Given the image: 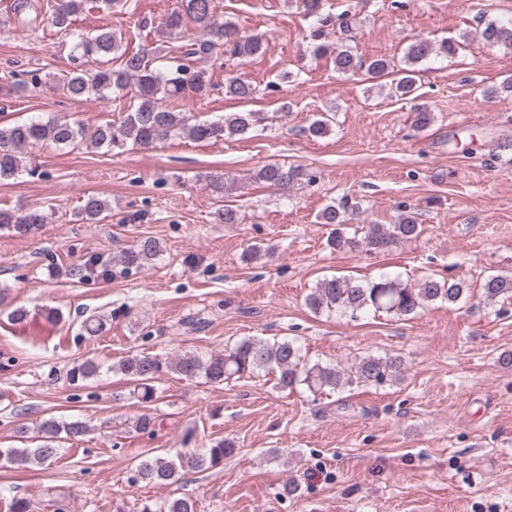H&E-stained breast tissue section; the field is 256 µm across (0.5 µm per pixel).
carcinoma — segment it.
I'll list each match as a JSON object with an SVG mask.
<instances>
[{
  "instance_id": "cac0c4a2",
  "label": "carcinoma",
  "mask_w": 512,
  "mask_h": 512,
  "mask_svg": "<svg viewBox=\"0 0 512 512\" xmlns=\"http://www.w3.org/2000/svg\"><path fill=\"white\" fill-rule=\"evenodd\" d=\"M87 0H54L48 4L47 25L71 37L72 51L82 56H96L103 66L94 71H72L62 75V83L73 99H109L112 95L129 98L118 123L105 122L88 127L66 118L31 119L0 125V180L10 179L20 172L33 176L37 169L23 164L22 154L29 147L51 145L59 149L85 145L95 149L123 150L128 145L147 148L176 137L194 141H218L226 137H245L259 123L267 119L263 112H228L214 121H197L189 112L175 109V103L190 97L203 99L213 90L207 68L219 63L228 72L224 79V95L251 101L259 92L257 86L237 68L244 62L263 55L266 50L265 35L241 33L230 21L220 22L216 16V0H179V6L166 19L163 26L168 38L181 34L184 20L188 19L203 31V36L188 39L172 49L141 48L135 52L122 48V37L106 25L90 33L72 29L75 16L86 9ZM305 10L316 16L310 33V47L317 58L331 60L337 73L353 76L365 73L371 79L390 74L396 78L390 84L391 94L411 97L416 92L419 66L434 56L452 57L460 45L444 39L436 43L428 38L413 40L404 50L400 60L375 57L363 59L346 45L327 40L329 27L338 26L349 31V10L332 16L322 12V0H303ZM96 8L105 15L127 12L131 0H96ZM476 36L490 47L512 51V20L484 19L480 21ZM118 56L120 65L111 66L112 57ZM332 118L320 114L303 129L307 137L322 138L330 131ZM434 122V113L425 107L413 113L412 128L423 131ZM301 168L278 162L263 165L256 179L264 184L286 189L302 180ZM358 209L347 200L327 205L318 215L319 223L333 226L327 245L332 249H361L370 253L389 251L399 242L418 238L422 225L415 217L400 215L392 224H366L362 235L348 236L346 229L350 211ZM111 206L95 194L83 198L80 207L82 219L96 224L108 217ZM45 223L39 210L20 213L0 209V227L18 235H29ZM159 253L157 242L151 238L141 240L127 250L121 258L126 268L142 269ZM470 285L461 279L452 280L427 276L411 285L397 277L381 276L374 280L354 281L350 278H323L305 297V304L314 314L338 313L357 316L374 311L398 317L416 314L434 303L456 304L469 293ZM483 301L494 305L502 300H512V275L498 274L487 277L482 284ZM112 319L107 315L93 316L84 322L92 336L106 332ZM402 360L398 356H367L355 365L349 374L336 364H310L302 360L300 348L284 339L269 343L254 337L240 340L222 354L200 357L185 353L172 361L162 362L151 355H134L119 363V370L133 384L131 395L141 403L156 398L153 380L163 368L174 370L185 380L204 377L208 382L222 384L233 378H249L262 371L278 373L279 389L291 390L303 385L317 398L325 392H336L349 384L363 383L381 386L398 377ZM101 366L86 360L70 370L72 382H83L99 375ZM77 438L86 432L81 421L68 423L46 419L38 426L41 444L35 448H7L0 451V458L18 466L36 463L43 465L58 458L57 439L61 433ZM235 443L228 439L211 443L210 447L192 453H179L174 458L145 457L136 466V479L153 485H170L178 482L188 472H204L224 463ZM141 512H196L195 503L186 497L166 499L157 504L143 503Z\"/></svg>"
}]
</instances>
